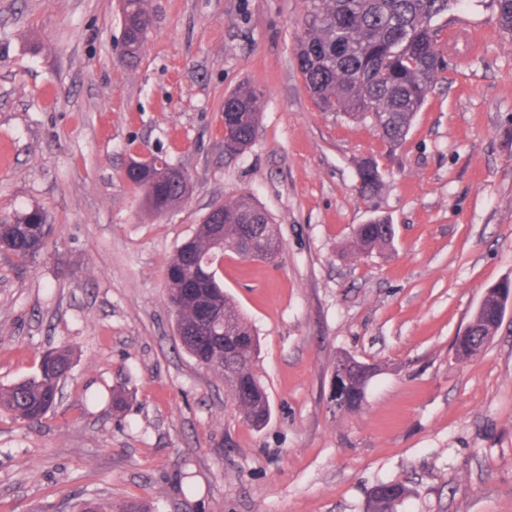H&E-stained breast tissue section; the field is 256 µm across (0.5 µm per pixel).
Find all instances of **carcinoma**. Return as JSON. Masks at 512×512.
Instances as JSON below:
<instances>
[{"label": "carcinoma", "instance_id": "obj_1", "mask_svg": "<svg viewBox=\"0 0 512 512\" xmlns=\"http://www.w3.org/2000/svg\"><path fill=\"white\" fill-rule=\"evenodd\" d=\"M459 0H307L306 23L296 47L297 67L316 106L324 112H341L355 122L371 121L387 146L406 138L416 112L440 80L446 67L438 45L439 21L450 4ZM124 34L138 55L153 28L147 0H122ZM500 31L512 37V0H495ZM261 121L260 94L243 86L224 100V152L237 155L255 140ZM173 169L165 158L134 161L127 178L142 194L149 211L167 213L187 195L188 179L166 174ZM359 192L376 196L383 179L376 159L358 168ZM261 226L260 259L273 260L282 242L266 213L248 195L222 204L216 219H204L195 233L176 250L168 263L167 300L176 317L181 345L201 365L224 375V382L243 422L264 426L271 416L268 395L256 372L257 337L224 294L220 266L224 253L248 249L253 241L247 227ZM52 232L47 216L38 208L0 221V250L19 260L40 255ZM394 227L389 219L375 217L355 229L350 248L356 254L391 246ZM498 294L488 291L483 308L469 324L470 339L455 346L466 359L482 349L485 337L498 330ZM224 312V335L202 331L213 313ZM73 364L66 349L43 354L38 372L0 386V410L29 424H37L54 406L59 387ZM375 367L356 362L344 384L343 410H359L366 397L367 376ZM406 496L398 481L375 485L367 512H395Z\"/></svg>", "mask_w": 512, "mask_h": 512}]
</instances>
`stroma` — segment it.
<instances>
[{"instance_id": "1", "label": "stroma", "mask_w": 512, "mask_h": 512, "mask_svg": "<svg viewBox=\"0 0 512 512\" xmlns=\"http://www.w3.org/2000/svg\"><path fill=\"white\" fill-rule=\"evenodd\" d=\"M154 27L121 56L120 0H0V218L34 207L41 255L0 254V386L66 346L54 410L0 411V512H366L399 481L396 512H512V306L489 343L455 341L487 291L512 282V39L493 0H459L447 68L406 140L320 111L296 66L305 0H148ZM261 93L244 153L224 152V100ZM189 180L147 210L131 160ZM375 156L384 186L358 193ZM249 194L276 224V262L224 258L225 291L259 338L271 418L245 423L221 374L180 346L166 267L213 205ZM377 215L393 247L347 244ZM378 365L339 413V355ZM133 399L112 408L108 392ZM406 496L405 486L398 481L375 485L369 497L367 512H395V507Z\"/></svg>"}]
</instances>
